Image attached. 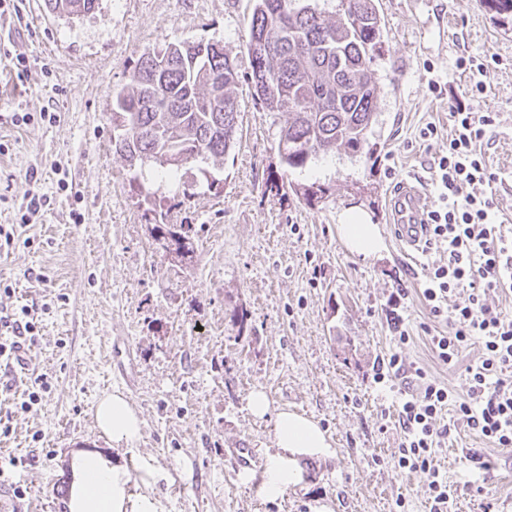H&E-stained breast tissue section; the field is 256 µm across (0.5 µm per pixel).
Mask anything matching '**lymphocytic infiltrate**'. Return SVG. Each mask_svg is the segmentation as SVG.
I'll return each instance as SVG.
<instances>
[{"mask_svg": "<svg viewBox=\"0 0 512 512\" xmlns=\"http://www.w3.org/2000/svg\"><path fill=\"white\" fill-rule=\"evenodd\" d=\"M448 150L435 163L440 209L422 225L426 248L448 252L446 264L428 269L421 296L430 316L448 329L429 336L437 359L452 365L471 340L482 342L479 359L465 369V392L457 394L428 378L422 369H408L391 354L376 368V383L400 394L396 409L404 433L398 466L420 472L428 480L429 512H448V479L433 463V453L455 426L442 413L454 410L459 421L497 448L512 447V315L489 305L495 292H512V235L502 234L493 198L475 194L492 178L482 145L492 118L456 110ZM39 340L27 307L0 312V367L18 363Z\"/></svg>", "mask_w": 512, "mask_h": 512, "instance_id": "f902f5d3", "label": "lymphocytic infiltrate"}]
</instances>
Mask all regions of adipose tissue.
I'll use <instances>...</instances> for the list:
<instances>
[{"label": "adipose tissue", "mask_w": 512, "mask_h": 512, "mask_svg": "<svg viewBox=\"0 0 512 512\" xmlns=\"http://www.w3.org/2000/svg\"><path fill=\"white\" fill-rule=\"evenodd\" d=\"M338 233L351 253L371 258L384 243L378 225L360 213L349 215L338 225ZM249 408L258 417L274 414L275 451L268 457L259 493L276 500L297 483L302 463L308 458L332 456L334 450L319 424L288 410L271 412L264 392H253ZM97 430L112 447L133 449L142 436V420L126 398L118 392L104 396L95 411ZM68 512H163L151 493L134 491L126 465L110 454L95 449L73 452L70 463Z\"/></svg>", "instance_id": "adipose-tissue-1"}]
</instances>
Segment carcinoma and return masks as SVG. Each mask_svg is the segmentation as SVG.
<instances>
[{
  "mask_svg": "<svg viewBox=\"0 0 512 512\" xmlns=\"http://www.w3.org/2000/svg\"><path fill=\"white\" fill-rule=\"evenodd\" d=\"M99 0H45L56 14L90 13ZM383 27L372 0H340L339 18L300 0H254L247 51L254 98L288 113L279 140L287 169L340 146L373 154L379 87L373 70ZM237 65L214 45L180 42L143 52L112 95V148L131 167L176 177L180 167L232 147L239 106Z\"/></svg>",
  "mask_w": 512,
  "mask_h": 512,
  "instance_id": "obj_1",
  "label": "carcinoma"
}]
</instances>
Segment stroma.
Returning a JSON list of instances; mask_svg holds the SVG:
<instances>
[{
    "label": "stroma",
    "mask_w": 512,
    "mask_h": 512,
    "mask_svg": "<svg viewBox=\"0 0 512 512\" xmlns=\"http://www.w3.org/2000/svg\"><path fill=\"white\" fill-rule=\"evenodd\" d=\"M374 4L384 24L374 67L376 151L321 153L291 170L278 150L287 114L263 111L253 98V0H99L79 17L21 0L19 13L0 15V225L17 222L29 192L52 202L21 228L23 244L0 251V311L30 308L39 329L30 372L53 379L43 401L0 435V484L29 490L20 512H56L52 491L69 484L72 450L106 447L94 412L118 388L107 348L116 339L135 351L137 385L125 396L144 427L131 453L114 455L137 481L142 463L153 467L164 512H313L318 502L332 512H428L425 475L398 467V394L374 382L373 365L396 353L458 392L481 346L465 349L455 368L429 350L427 330L447 325L430 317L420 281L448 254L405 252L389 194L411 182L427 209L439 207L434 161L448 148V104L468 82L454 63L478 54L497 61L488 92L471 103L494 119L484 147L494 179L479 191L493 195L498 221L512 226V15L478 0ZM183 41L222 43L238 64L236 143L223 165L190 163L170 182L149 168L135 178L112 150V94L143 50ZM16 55L29 61L21 80ZM47 110L58 113L56 123L41 120ZM15 112L30 113L28 125H12ZM429 125L437 134L426 140L420 132ZM33 168L35 184L26 177ZM62 178L68 190L59 189ZM312 183L326 194L308 204L296 190ZM353 210L379 225V257L362 259L342 243L337 226ZM163 224L187 225L185 259L164 251ZM399 288L408 295L404 345L381 312ZM236 307L247 311L242 331L230 320ZM256 390L272 409L261 419L248 408ZM282 409L317 420L336 454L309 459L300 482L268 501L258 493L260 474H234L224 451L246 442L269 456L273 414ZM467 448L491 464L490 484L465 459ZM14 457L20 466H11ZM434 463L448 478L450 512H483L489 494L496 512L512 502V447H492L462 425Z\"/></svg>",
    "instance_id": "1"
}]
</instances>
